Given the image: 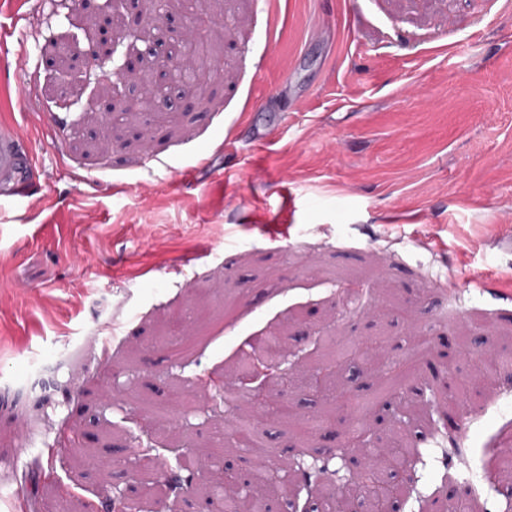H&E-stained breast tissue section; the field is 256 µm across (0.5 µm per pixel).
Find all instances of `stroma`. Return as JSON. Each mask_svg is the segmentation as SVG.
Returning a JSON list of instances; mask_svg holds the SVG:
<instances>
[{"instance_id": "obj_1", "label": "stroma", "mask_w": 512, "mask_h": 512, "mask_svg": "<svg viewBox=\"0 0 512 512\" xmlns=\"http://www.w3.org/2000/svg\"><path fill=\"white\" fill-rule=\"evenodd\" d=\"M146 14L128 0L116 63L170 50ZM0 28V121L37 159L0 198V512H217L203 486L250 489L274 457L285 487L305 467L342 489L355 445L421 426L413 406L474 376V348L512 355V0H224L189 108L155 117L138 93L119 124L85 110L87 86L112 94L100 70L59 54L92 53L93 10L0 0ZM264 335L279 398L320 426L262 415L238 448L217 424L246 394L223 377ZM365 341L380 373L343 354ZM449 414L400 512L469 488L503 512L512 378ZM190 459L193 489L166 495Z\"/></svg>"}]
</instances>
